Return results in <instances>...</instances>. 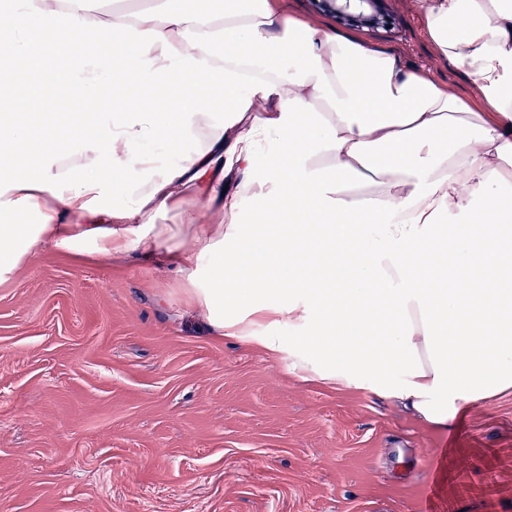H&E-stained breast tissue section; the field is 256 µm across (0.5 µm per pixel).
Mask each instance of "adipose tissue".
<instances>
[{
	"instance_id": "ef3b65f1",
	"label": "adipose tissue",
	"mask_w": 512,
	"mask_h": 512,
	"mask_svg": "<svg viewBox=\"0 0 512 512\" xmlns=\"http://www.w3.org/2000/svg\"><path fill=\"white\" fill-rule=\"evenodd\" d=\"M422 11L491 117L268 0H12L0 279L47 245L98 258L142 247L219 336L289 351L302 379L438 429L512 391V212L499 203L512 190V0ZM53 49L67 69L47 62ZM199 181L225 221L173 242L157 218ZM284 323L298 335L273 334Z\"/></svg>"
}]
</instances>
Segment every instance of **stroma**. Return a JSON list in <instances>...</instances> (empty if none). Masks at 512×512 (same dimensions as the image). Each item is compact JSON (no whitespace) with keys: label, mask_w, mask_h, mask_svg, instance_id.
<instances>
[{"label":"stroma","mask_w":512,"mask_h":512,"mask_svg":"<svg viewBox=\"0 0 512 512\" xmlns=\"http://www.w3.org/2000/svg\"><path fill=\"white\" fill-rule=\"evenodd\" d=\"M270 2L489 109L429 39L420 0H386L377 28ZM160 221L186 242L224 216L199 203ZM0 512H512V392L441 431L216 336L187 283L142 251L48 246L0 281Z\"/></svg>","instance_id":"stroma-1"}]
</instances>
